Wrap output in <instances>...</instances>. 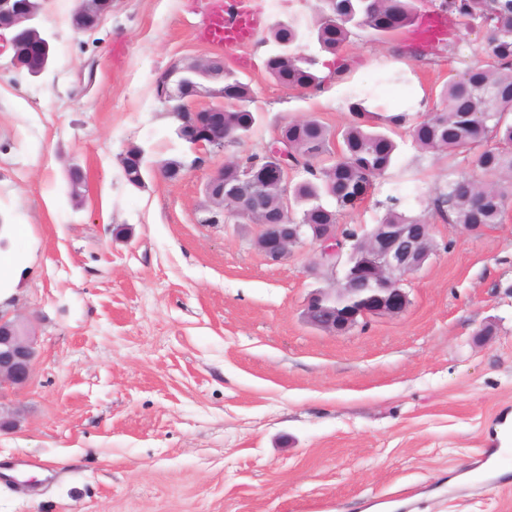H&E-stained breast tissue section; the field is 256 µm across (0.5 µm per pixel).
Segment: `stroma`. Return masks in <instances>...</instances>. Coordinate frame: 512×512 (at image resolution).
<instances>
[{
    "label": "stroma",
    "instance_id": "obj_1",
    "mask_svg": "<svg viewBox=\"0 0 512 512\" xmlns=\"http://www.w3.org/2000/svg\"><path fill=\"white\" fill-rule=\"evenodd\" d=\"M207 0H112L91 32L76 0H50L53 62L38 78L0 56V221L24 262L0 310L26 320L38 358L0 404V512H512V471L471 479L512 437V207L481 235L432 209L472 152H425L410 126L387 174L338 223L369 227L391 201L431 226L435 251L404 287L402 313L341 334L304 317L326 280L313 245L269 262L256 225L207 223L205 184L309 118L332 134L349 106L434 109L482 60L486 30L459 25L439 54L412 59L403 35L355 32L339 55L309 37L322 0H254L291 21L303 54L341 81L298 92L266 70L267 33L201 41ZM218 60L248 83L257 122L239 145L195 151L156 92L174 64ZM145 150L143 187L121 157ZM187 161L178 179L160 162ZM85 186L72 196L68 174Z\"/></svg>",
    "mask_w": 512,
    "mask_h": 512
}]
</instances>
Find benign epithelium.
Here are the masks:
<instances>
[{
    "mask_svg": "<svg viewBox=\"0 0 512 512\" xmlns=\"http://www.w3.org/2000/svg\"><path fill=\"white\" fill-rule=\"evenodd\" d=\"M46 0H0V51L9 45L11 63L31 77L42 76L49 68L55 34L44 29ZM112 11V0H77L72 17L76 30L92 31ZM202 75L213 81H224V65L202 60L175 64L157 80V95L164 102H174L170 111L187 122L192 129L194 149H224V112L239 107L228 101L224 86L210 88L196 79ZM203 97L222 99L218 106L198 107ZM274 162L248 174L237 183H224V169L215 171L206 184V194L227 204L218 216L207 221L221 223L224 213L248 221L258 227L256 245L270 262H280L291 250L306 243L318 252L319 274L340 284L338 267L344 261L354 239L346 237L349 228L341 224H294L288 212L290 172L296 171L293 149L287 139L278 136L267 147ZM276 187L281 192L279 207L270 209L260 202L262 190ZM428 224H395L361 243L364 259L351 276L356 288H318L307 299L305 316L314 327L336 334L384 315L405 310L408 294L406 278L419 271L428 257L426 243ZM321 307L327 318L311 317ZM37 356L35 336L27 323L0 313V399L24 387L31 378Z\"/></svg>",
    "mask_w": 512,
    "mask_h": 512,
    "instance_id": "benign-epithelium-1",
    "label": "benign epithelium"
}]
</instances>
